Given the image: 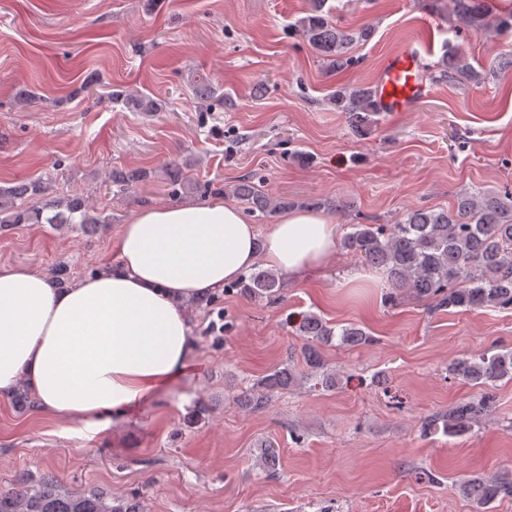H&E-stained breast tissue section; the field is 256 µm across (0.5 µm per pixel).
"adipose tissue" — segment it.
<instances>
[{
    "mask_svg": "<svg viewBox=\"0 0 512 512\" xmlns=\"http://www.w3.org/2000/svg\"><path fill=\"white\" fill-rule=\"evenodd\" d=\"M336 237L310 210L282 212L262 233L236 204L185 201L139 209L115 263L69 287L0 266V397L26 385L42 411L88 429L130 417L188 372L189 300L256 265L300 276L334 260Z\"/></svg>",
    "mask_w": 512,
    "mask_h": 512,
    "instance_id": "adipose-tissue-1",
    "label": "adipose tissue"
}]
</instances>
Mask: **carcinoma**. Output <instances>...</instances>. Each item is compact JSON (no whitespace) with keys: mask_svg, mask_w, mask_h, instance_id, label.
I'll list each match as a JSON object with an SVG mask.
<instances>
[{"mask_svg":"<svg viewBox=\"0 0 512 512\" xmlns=\"http://www.w3.org/2000/svg\"><path fill=\"white\" fill-rule=\"evenodd\" d=\"M454 13L468 26L481 29L493 13L489 0H450ZM299 31L308 45L330 65L347 64L348 50L354 43L369 40L374 29L364 25L356 30L336 26L324 13V0H309L307 16ZM440 77L479 84L486 71H476L458 50L439 63ZM192 95L208 112L220 99L210 78L199 72L188 79ZM116 101L134 105L140 112H164L166 103L119 91ZM336 109L345 114L351 128L360 133L377 123L379 114L373 88L362 84L342 87L334 96ZM152 179L143 169L112 172V186L124 191ZM50 186L40 180L0 186V225L2 224H106L108 219L89 214L85 200L75 195L48 196ZM260 218L289 208L318 209L322 202L313 198L291 200L273 197L251 179L235 184L231 192ZM339 242L340 249L360 262L386 275V300L396 305L405 297L430 300L439 308L475 311L486 308L512 311V194L481 190L459 194L448 209L411 208L395 224H352ZM224 291L243 298L275 304L282 300L283 281L269 269L253 268ZM305 337L304 368L293 359L269 371L256 384L242 388L236 401L250 411L264 409L273 394L293 390L311 381L333 388L340 376L324 369L318 345L338 341L343 347L372 342L356 325L334 326L311 314L295 326ZM451 375L480 389L448 410L429 416L422 423L424 435L441 433L463 437L491 421L496 410L494 388L497 382L512 379V349L488 350L454 362ZM462 495L484 508L501 498H512V474L503 472L491 478L474 476L459 484ZM0 512H145L141 497H114L90 489L74 494L52 477L31 485L24 482L0 491Z\"/></svg>","mask_w":512,"mask_h":512,"instance_id":"carcinoma-1","label":"carcinoma"}]
</instances>
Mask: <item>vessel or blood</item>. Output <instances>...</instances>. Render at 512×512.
<instances>
[{
  "label": "vessel or blood",
  "mask_w": 512,
  "mask_h": 512,
  "mask_svg": "<svg viewBox=\"0 0 512 512\" xmlns=\"http://www.w3.org/2000/svg\"><path fill=\"white\" fill-rule=\"evenodd\" d=\"M420 57L411 44L384 59L375 89L379 111L407 112L427 96L428 88L419 76Z\"/></svg>",
  "instance_id": "obj_1"
}]
</instances>
